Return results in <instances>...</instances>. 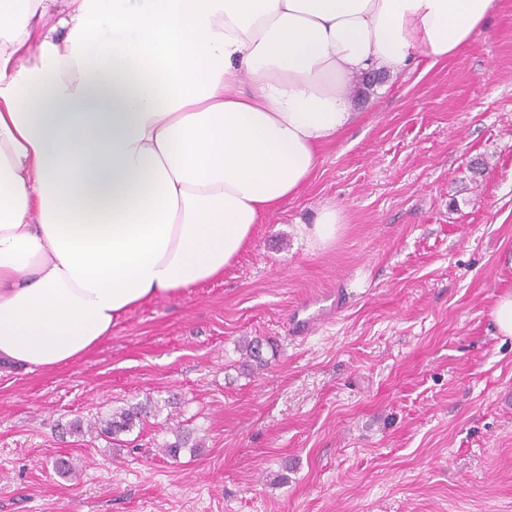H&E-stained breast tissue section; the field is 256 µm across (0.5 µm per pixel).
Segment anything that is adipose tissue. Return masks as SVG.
Masks as SVG:
<instances>
[{
	"instance_id": "adipose-tissue-1",
	"label": "adipose tissue",
	"mask_w": 512,
	"mask_h": 512,
	"mask_svg": "<svg viewBox=\"0 0 512 512\" xmlns=\"http://www.w3.org/2000/svg\"><path fill=\"white\" fill-rule=\"evenodd\" d=\"M495 0H0V366L223 275L355 119Z\"/></svg>"
}]
</instances>
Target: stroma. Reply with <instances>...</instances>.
<instances>
[{
    "label": "stroma",
    "mask_w": 512,
    "mask_h": 512,
    "mask_svg": "<svg viewBox=\"0 0 512 512\" xmlns=\"http://www.w3.org/2000/svg\"><path fill=\"white\" fill-rule=\"evenodd\" d=\"M355 107L222 277L73 362L0 368V512H512V336L493 318L512 296V0ZM325 207L343 222L321 246L303 229ZM337 287L347 308L292 340L293 309ZM255 337L260 370L239 351ZM172 394L116 441L57 429ZM180 427L201 447L174 461ZM200 446V442L194 438V431L184 427L175 431L174 441L165 443L161 451L163 456L177 460L185 448H199Z\"/></svg>",
    "instance_id": "1"
}]
</instances>
